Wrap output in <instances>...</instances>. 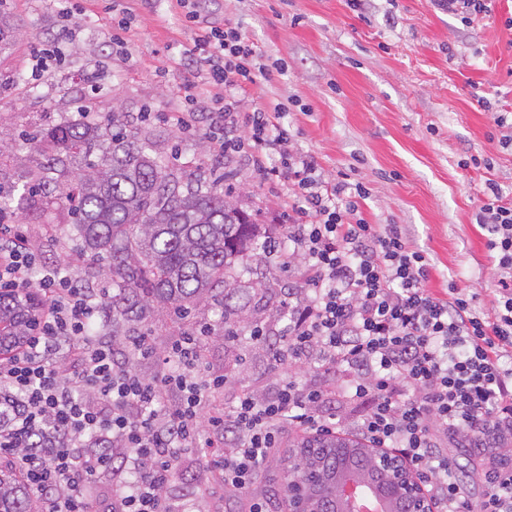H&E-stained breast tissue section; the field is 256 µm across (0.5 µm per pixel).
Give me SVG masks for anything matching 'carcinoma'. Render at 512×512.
<instances>
[{"label":"carcinoma","instance_id":"cac0c4a2","mask_svg":"<svg viewBox=\"0 0 512 512\" xmlns=\"http://www.w3.org/2000/svg\"><path fill=\"white\" fill-rule=\"evenodd\" d=\"M41 160L21 193L0 185V213L36 203L67 211L82 241L92 275L112 281L108 300L112 335L153 320L155 313L184 314L203 302L224 299V339L241 335L238 310L258 300L267 311L271 285L245 275L247 257L267 253L265 234L223 187L202 185L185 169H172L158 145L129 129L122 112L100 120L56 125L29 138ZM283 468V498L293 481L316 484L357 474L384 492L365 439L313 436L291 445ZM22 480L0 469V512H28Z\"/></svg>","mask_w":512,"mask_h":512}]
</instances>
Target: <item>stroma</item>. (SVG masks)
I'll list each match as a JSON object with an SVG mask.
<instances>
[{
    "mask_svg": "<svg viewBox=\"0 0 512 512\" xmlns=\"http://www.w3.org/2000/svg\"><path fill=\"white\" fill-rule=\"evenodd\" d=\"M110 0H69L60 16L47 0H11L20 31L0 50V183L23 186L30 147L21 131L47 129L119 111L129 126L164 142L167 158L202 160L211 180L213 150L203 131L183 133L162 115L181 107L194 70L195 30L176 0H123L132 18L128 55L112 47ZM204 24L242 31L267 75L246 84L237 112L282 104L297 147L319 163L327 180L366 191L360 211L371 224H394L409 249L429 259L426 285L456 287L489 311L498 272L478 224L482 190L494 180L512 201V147H502L498 113L512 114V0H493L491 16L465 25L431 0H202ZM60 48L44 77L31 73V49ZM232 195L264 227L288 221V200L269 194L243 156L229 157ZM42 255L70 266L80 279L90 268L73 224L61 221ZM256 279H271L274 300L285 299L304 274L303 263L280 267L278 256L252 262ZM215 331L202 355V376H222L229 403L241 386L264 391L281 375L249 336L218 339L222 309L206 303L183 320L152 322L158 351L181 332ZM454 476L470 497L486 490L474 451L448 443Z\"/></svg>",
    "mask_w": 512,
    "mask_h": 512,
    "instance_id": "1",
    "label": "stroma"
}]
</instances>
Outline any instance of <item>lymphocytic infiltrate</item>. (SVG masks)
<instances>
[{"instance_id": "f902f5d3", "label": "lymphocytic infiltrate", "mask_w": 512, "mask_h": 512, "mask_svg": "<svg viewBox=\"0 0 512 512\" xmlns=\"http://www.w3.org/2000/svg\"><path fill=\"white\" fill-rule=\"evenodd\" d=\"M186 109L170 113L183 131L199 126L193 105L218 89L223 104L206 135L217 156L244 155L263 184L291 201L289 224L275 233L282 265L303 257L306 280L289 289L287 372L305 362L342 372L344 389L282 381L264 395L242 388L217 400L223 377L200 376L201 336L183 333L165 353L148 334L112 342L105 332L106 288L88 287L69 267L46 264L28 228L0 223V291H27L41 306L33 340L0 359V464L16 468L37 512H202L200 486L175 493L171 483L188 454L220 446L208 465L224 498L250 501L287 428L321 434L335 427L337 398L363 403L355 423L372 447L397 451L414 468L436 512H512V203L487 182L477 220L499 278L493 310L477 313L460 291L427 288V259L396 227L359 216L363 187L324 180L317 162L295 149L280 109L235 111V94L263 72L248 38L234 28L197 34ZM247 136H239V125ZM157 357L167 370L147 379L139 361ZM452 438L501 449L481 476V500L448 480L453 460L440 448Z\"/></svg>"}]
</instances>
